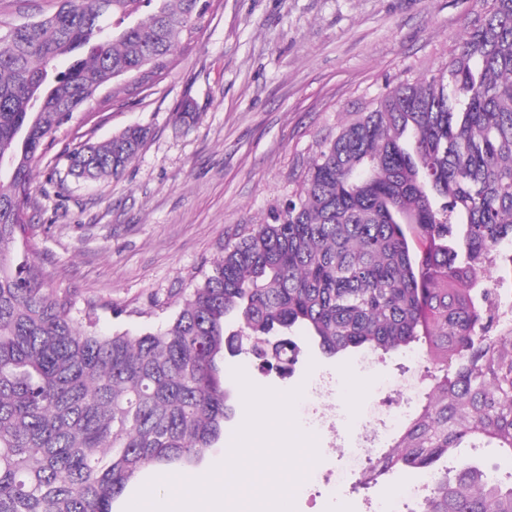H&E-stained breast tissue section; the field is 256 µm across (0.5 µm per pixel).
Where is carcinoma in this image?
<instances>
[{
	"label": "carcinoma",
	"instance_id": "1",
	"mask_svg": "<svg viewBox=\"0 0 512 512\" xmlns=\"http://www.w3.org/2000/svg\"><path fill=\"white\" fill-rule=\"evenodd\" d=\"M210 8L57 0L0 31V512H112L145 470L197 463L234 412L226 357L246 338L283 368L299 327L331 357L422 340L456 363L391 464L429 471L476 438L512 452V336L482 306L486 261L512 243V0H490L437 72L391 81L350 113L164 327L101 333L96 303L75 315L16 251L47 142L109 81L164 67ZM148 136L134 125L84 142L67 175L118 177ZM436 476L419 512H512V485L477 465Z\"/></svg>",
	"mask_w": 512,
	"mask_h": 512
}]
</instances>
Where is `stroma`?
I'll return each instance as SVG.
<instances>
[{"label":"stroma","mask_w":512,"mask_h":512,"mask_svg":"<svg viewBox=\"0 0 512 512\" xmlns=\"http://www.w3.org/2000/svg\"><path fill=\"white\" fill-rule=\"evenodd\" d=\"M485 10V0H213L194 42L148 77L109 82L35 163L27 220L47 287L78 311L98 301L104 333L165 324L219 244L291 195L292 173L347 113L389 81L441 68ZM186 98L196 104L188 125L176 117ZM131 125L151 135L123 175L68 176L69 150ZM295 340L290 372H267L246 352L230 364L280 392L337 378L344 436L372 385L395 377L403 361L402 351L380 352L366 372L361 352L330 357L305 333ZM317 450L305 492L293 496L295 512H366L371 495L400 512L404 488L419 477L398 466L367 487L355 475L324 486L317 474L341 461L325 437Z\"/></svg>","instance_id":"obj_1"}]
</instances>
